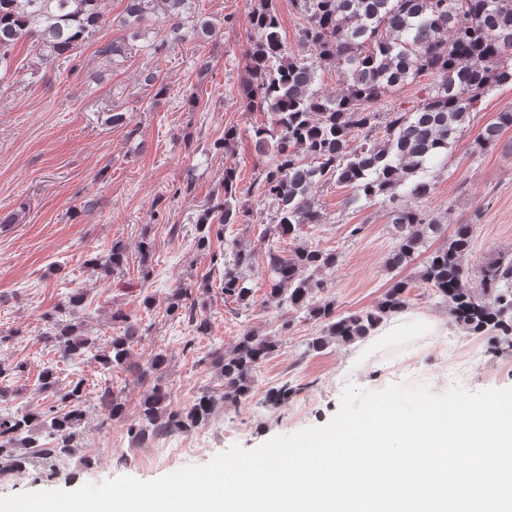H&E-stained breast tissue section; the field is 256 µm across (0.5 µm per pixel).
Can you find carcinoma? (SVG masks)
<instances>
[{
	"label": "carcinoma",
	"mask_w": 512,
	"mask_h": 512,
	"mask_svg": "<svg viewBox=\"0 0 512 512\" xmlns=\"http://www.w3.org/2000/svg\"><path fill=\"white\" fill-rule=\"evenodd\" d=\"M305 17L301 29L302 52L287 54L278 33L279 19L273 0H259L250 17L251 47L247 79L241 94L248 110L267 112L270 119L253 130L255 146L272 156L263 173L262 195L276 205V220L264 229L262 242L267 259L269 297L287 312L305 313L323 326L307 350L320 352L336 341L348 344L364 338L385 317L405 310L410 283H392L369 311L341 314L328 295L332 282L323 277L336 269L340 255L334 251L299 244L286 256L280 239L296 235L305 224H317L316 192L331 179L353 185L366 199L397 196L399 187L414 201L391 211L397 245L387 267L407 265L428 239H443L430 253L415 279L433 297L448 304L455 322L474 333H512V255H503L477 271L479 287L462 259L472 246V225L459 224L451 236L444 225L430 218L416 202L428 197L432 184L419 177L427 164L448 150L463 131L470 110L491 85L512 84V0H293ZM146 0H126L124 26L140 23ZM105 22L100 0H0V71H8L15 47L27 41L45 59L70 56ZM342 68L347 86L334 97L314 87L315 63ZM422 73L436 78L426 98L408 112H389L384 133H379V113L361 107L395 91ZM512 126V111L500 112L469 144L480 153L495 144L502 130ZM361 136L355 147L352 133ZM236 172L224 169L223 194L203 205L195 222L198 249H211V234H221L230 224H242L250 212L237 198ZM140 272L151 273L152 243L139 244ZM127 263L126 246L112 243L104 256L85 260L94 275L111 279ZM223 264L220 288L224 296L248 304L252 288L244 270L253 265V254L233 249L211 255L212 267ZM211 276L177 288L169 312L188 318L198 334L210 323L197 315L194 294H206ZM83 295L72 293L57 310L47 314L54 331L44 336L60 358L73 361L94 345L77 324H61L54 316L81 304ZM112 318L124 323L123 332L97 348L102 369L133 373L149 383L140 400L131 437L143 442L159 434H175L209 420L221 402H238L253 390L256 371L274 354L278 343L270 336L246 332L230 348H217L199 362L224 379V391H204L183 408L170 407L164 385L167 357L155 354L145 362L131 361V347L140 339L139 325L117 310ZM39 389L51 395L52 405L34 409L21 405L0 415V474L26 467L34 449L51 473L72 457L82 439L81 424L88 396L84 379L60 385L56 365L42 368ZM295 388L286 382L272 388L267 400L288 401ZM108 416L125 412L121 398L105 386L98 395Z\"/></svg>",
	"instance_id": "obj_1"
}]
</instances>
